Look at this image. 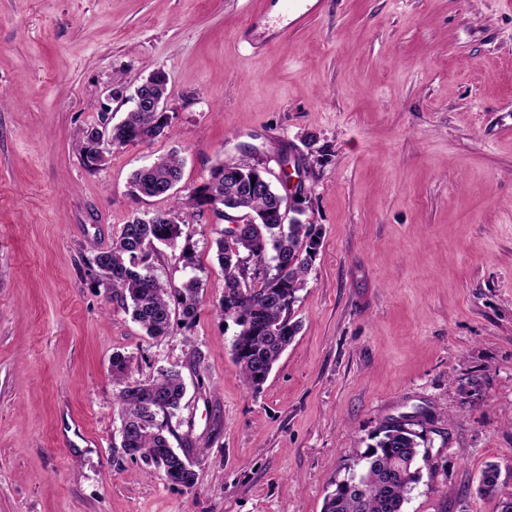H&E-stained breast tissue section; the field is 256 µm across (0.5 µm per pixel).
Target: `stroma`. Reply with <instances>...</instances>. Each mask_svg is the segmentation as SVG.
<instances>
[{"instance_id": "35a3bbf8", "label": "stroma", "mask_w": 512, "mask_h": 512, "mask_svg": "<svg viewBox=\"0 0 512 512\" xmlns=\"http://www.w3.org/2000/svg\"><path fill=\"white\" fill-rule=\"evenodd\" d=\"M0 0V512H323L385 421L434 417L405 512H498L512 494V0ZM165 70L170 131L88 170L77 150ZM122 96L107 99L110 87ZM280 159L320 247L294 342L258 389L232 359L211 214L180 215L162 281L194 319L153 339L86 270L132 216L131 175ZM196 257L185 268L183 250ZM123 383L182 374L169 445L193 489L123 455Z\"/></svg>"}]
</instances>
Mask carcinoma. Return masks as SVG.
<instances>
[{"instance_id":"cac0c4a2","label":"carcinoma","mask_w":512,"mask_h":512,"mask_svg":"<svg viewBox=\"0 0 512 512\" xmlns=\"http://www.w3.org/2000/svg\"><path fill=\"white\" fill-rule=\"evenodd\" d=\"M168 128V113L135 108L112 126L103 152L150 142ZM182 167V159L172 153L133 174L132 198L166 197L172 205L163 216L123 224L112 247L98 251L90 267L97 285L119 296L124 312L147 336H166L175 311L185 320L196 316L203 283L196 277L179 288L162 282L153 266L158 246H170L180 238L179 215L184 209L207 208L217 222L224 220V211L233 210L245 223L224 228L215 240L217 260L224 270L220 311L240 327L232 343L233 359L245 386L258 388L301 329L300 322L292 319V306L315 261L319 233L299 217L281 222L278 192L251 190V181L261 175L255 168L223 162L212 169L205 183L182 197L173 192ZM184 395L181 373L161 369L149 381L123 387L113 404L125 428L121 447L134 449L135 456L162 472L168 482L190 489L195 473L185 457L166 451L164 435L166 421L180 409ZM428 424L430 417L422 412L387 421L352 472L326 495L323 512H404L420 480L417 461ZM498 478L497 466L484 469L481 491L496 495Z\"/></svg>"}]
</instances>
